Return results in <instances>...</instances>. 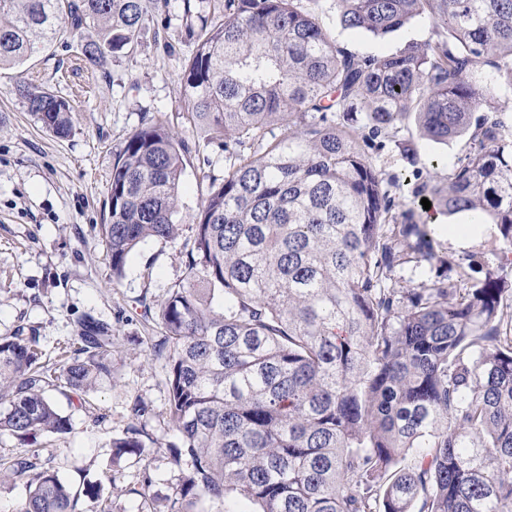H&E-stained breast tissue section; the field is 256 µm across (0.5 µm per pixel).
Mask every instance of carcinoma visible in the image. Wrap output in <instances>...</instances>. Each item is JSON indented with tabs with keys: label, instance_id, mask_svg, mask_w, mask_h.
I'll return each mask as SVG.
<instances>
[{
	"label": "carcinoma",
	"instance_id": "carcinoma-1",
	"mask_svg": "<svg viewBox=\"0 0 512 512\" xmlns=\"http://www.w3.org/2000/svg\"><path fill=\"white\" fill-rule=\"evenodd\" d=\"M313 0H224L199 14L182 76L194 125L224 153L223 181L192 217L184 283L157 312L167 403L191 459L182 512L235 493L260 512H512V322L508 284L473 264L422 288L393 287L398 266L443 263L425 224H390L384 172L363 143L397 146L413 174L435 168L400 139L415 114L426 138L474 150L443 187L414 190L441 213L486 216L512 246V0H336L345 29L383 37L415 19L433 38L358 56L336 43ZM161 0H0V69L35 41L89 67L136 53ZM494 82L483 85L486 70ZM43 127L72 129L69 102L17 74ZM483 110L485 114L474 116ZM190 148L161 122L132 132L112 166L101 242L112 277L148 240L179 233ZM472 281L461 292L458 283ZM59 374L31 336L0 338V434L70 431L50 391L112 378V334L79 323ZM113 455L142 454L135 437ZM34 474L16 512H76L75 491L40 454L0 457V474Z\"/></svg>",
	"mask_w": 512,
	"mask_h": 512
}]
</instances>
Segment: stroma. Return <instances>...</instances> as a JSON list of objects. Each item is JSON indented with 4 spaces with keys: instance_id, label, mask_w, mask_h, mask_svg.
Here are the masks:
<instances>
[{
    "instance_id": "1",
    "label": "stroma",
    "mask_w": 512,
    "mask_h": 512,
    "mask_svg": "<svg viewBox=\"0 0 512 512\" xmlns=\"http://www.w3.org/2000/svg\"><path fill=\"white\" fill-rule=\"evenodd\" d=\"M313 11L338 44L365 56L393 53L432 36L417 19L382 38L343 29L333 0H315ZM182 0H168L146 25L137 53L84 67L61 44L38 47L27 62V77L67 99L73 109L70 134L60 138L29 112L16 87L14 71L0 72V337L25 333L39 339L47 360L73 336L78 321L90 316L112 330V376L86 393L65 387L52 393L72 428L65 434L24 440L0 436V456L40 452L73 486L90 482L112 501V512H177L173 505L190 458L174 462L170 447L181 446L167 410L164 361L151 347L162 334L146 324L145 307L157 306L185 278L189 218L222 180L223 155L206 147L187 112L181 76L193 38ZM154 119L194 144L186 157L180 188L183 219L176 239L149 240L128 258L125 275L113 280L99 228L112 178V165L130 133ZM401 135L426 154L442 159L447 178L465 162L468 139L434 143L423 138L415 117ZM415 222L429 225L439 255L471 263L481 272L512 280V266L500 264L504 248L494 225L472 240L452 243L445 231L464 215L417 211ZM147 411L134 416V403ZM137 428L142 454L113 458L112 442Z\"/></svg>"
}]
</instances>
